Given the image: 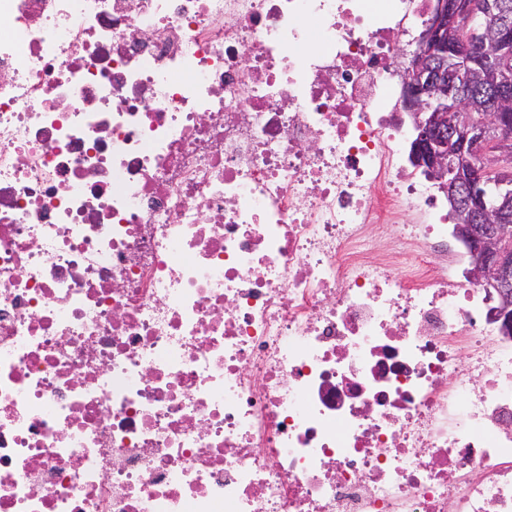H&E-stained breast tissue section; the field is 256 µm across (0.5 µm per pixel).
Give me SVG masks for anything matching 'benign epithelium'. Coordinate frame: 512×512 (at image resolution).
Instances as JSON below:
<instances>
[{
  "instance_id": "obj_1",
  "label": "benign epithelium",
  "mask_w": 512,
  "mask_h": 512,
  "mask_svg": "<svg viewBox=\"0 0 512 512\" xmlns=\"http://www.w3.org/2000/svg\"><path fill=\"white\" fill-rule=\"evenodd\" d=\"M512 16L495 0H436L406 67L403 106L412 112V157L448 191L459 211L457 233L472 256L474 281L500 303L512 323ZM478 69L496 94L474 112L464 80Z\"/></svg>"
}]
</instances>
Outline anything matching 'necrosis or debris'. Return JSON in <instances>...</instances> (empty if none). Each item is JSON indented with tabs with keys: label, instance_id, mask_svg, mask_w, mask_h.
I'll return each instance as SVG.
<instances>
[{
	"label": "necrosis or debris",
	"instance_id": "necrosis-or-debris-1",
	"mask_svg": "<svg viewBox=\"0 0 512 512\" xmlns=\"http://www.w3.org/2000/svg\"><path fill=\"white\" fill-rule=\"evenodd\" d=\"M433 2L0 0V512H512Z\"/></svg>",
	"mask_w": 512,
	"mask_h": 512
}]
</instances>
